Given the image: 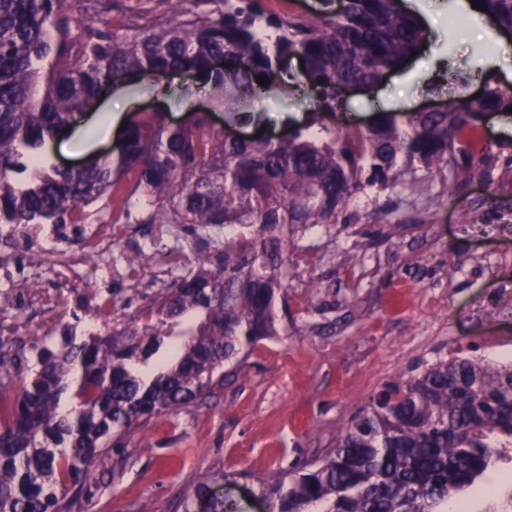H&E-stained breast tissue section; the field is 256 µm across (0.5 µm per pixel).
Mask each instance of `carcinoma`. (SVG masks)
Instances as JSON below:
<instances>
[{
    "label": "carcinoma",
    "instance_id": "carcinoma-1",
    "mask_svg": "<svg viewBox=\"0 0 512 512\" xmlns=\"http://www.w3.org/2000/svg\"><path fill=\"white\" fill-rule=\"evenodd\" d=\"M143 10L130 36L125 15L101 29L90 4L0 0V224H71L97 208L110 224L191 228L198 264L168 270L150 302L112 334L76 343L36 338V357L0 352V512H71L67 494L112 441L224 387V362L279 333L276 301L289 251L375 189L418 190L439 171L454 190L488 178L485 116L512 108V89L467 92L461 71L445 81L438 112L381 110L370 124L324 120L340 89L375 85L417 51L425 35L400 0H321L315 16L266 11L261 0H187ZM512 39V0H477ZM303 60L302 78L282 62ZM224 58V69L212 66ZM191 72L230 104L279 99L288 84L318 116L280 138H230L195 110L172 126L138 112L108 155L71 170L45 145L76 122L113 78L128 87ZM268 79L261 86L257 79ZM94 314L113 316L112 298ZM21 384L14 395L9 386ZM512 453V363L438 357L386 383L348 421L337 447L297 470L240 474L272 512H448L465 492L495 494L488 479Z\"/></svg>",
    "mask_w": 512,
    "mask_h": 512
}]
</instances>
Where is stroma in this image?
<instances>
[{
  "mask_svg": "<svg viewBox=\"0 0 512 512\" xmlns=\"http://www.w3.org/2000/svg\"><path fill=\"white\" fill-rule=\"evenodd\" d=\"M468 0H402L430 19L426 45L379 85L343 96L330 121L343 128L370 121L380 109L430 104L427 84L442 66L472 69L484 83L512 88V44ZM164 103L170 120L192 107L224 119V98L187 76L155 77L138 93L108 92L80 120L92 127L106 112ZM269 132L305 122L310 103L245 101ZM405 221L381 224L362 199L344 211L346 231H315L294 252L288 308L280 336L249 348L224 366V386L205 399L143 424L113 443L93 466L72 512H197L194 487L208 477L216 498L234 512H270L249 498L238 478L289 469L329 454L350 416L411 365L436 356L512 362V165L496 160L486 181L452 191L432 174L415 193L392 192ZM101 232L106 248L80 262L53 251L19 252L0 275V343L30 345L48 329L95 325L88 300L113 294L116 319L136 313L161 286L154 230L125 224ZM146 241L147 272L137 281L112 276V260L131 236Z\"/></svg>",
  "mask_w": 512,
  "mask_h": 512,
  "instance_id": "stroma-1",
  "label": "stroma"
}]
</instances>
